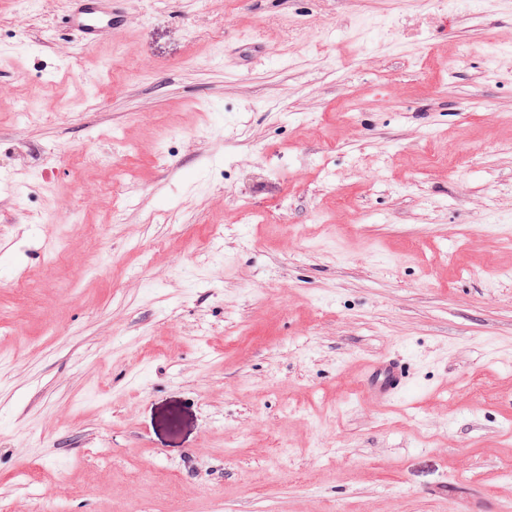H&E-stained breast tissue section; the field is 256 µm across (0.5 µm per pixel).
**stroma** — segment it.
Here are the masks:
<instances>
[{"label":"stroma","mask_w":512,"mask_h":512,"mask_svg":"<svg viewBox=\"0 0 512 512\" xmlns=\"http://www.w3.org/2000/svg\"><path fill=\"white\" fill-rule=\"evenodd\" d=\"M69 5L0 0V512H512V0ZM119 0H73L69 24L76 26L82 37L84 46L93 49L97 46L104 33L120 28L123 16L116 8ZM362 376L369 398L379 405L399 399L409 385L403 366L383 357L368 362Z\"/></svg>","instance_id":"1"}]
</instances>
